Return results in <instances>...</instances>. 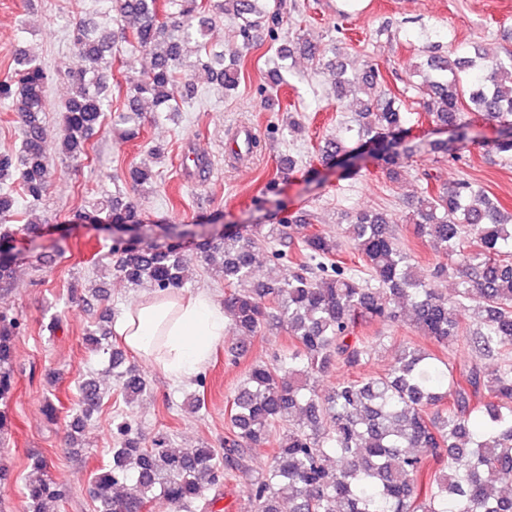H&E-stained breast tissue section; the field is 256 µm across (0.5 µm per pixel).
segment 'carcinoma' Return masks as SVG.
<instances>
[{
	"instance_id": "cac0c4a2",
	"label": "carcinoma",
	"mask_w": 512,
	"mask_h": 512,
	"mask_svg": "<svg viewBox=\"0 0 512 512\" xmlns=\"http://www.w3.org/2000/svg\"><path fill=\"white\" fill-rule=\"evenodd\" d=\"M271 0H83L71 41L84 65L68 72L65 134L58 154L79 161L85 143L112 112L107 81L117 39L151 56L150 70L127 81L128 106L113 112L112 126L133 140L140 134L141 103L156 112H180L195 95L188 82L183 46L193 42L200 54L192 63L212 83L231 94L238 86L243 51L253 33L279 23ZM235 24L242 39L236 48L218 47L208 35L218 18ZM428 71L412 84L424 112L452 136L429 144V151L456 160L469 140L464 112L499 123L492 148L512 157V53L477 63L479 53L445 51L437 31L423 33ZM331 68L336 98L350 92L367 96L357 127L329 138L320 160L353 174L372 158L388 177L398 174V147L406 133L403 103L384 88L385 77L369 65L351 72ZM10 76L0 80V103L17 114L22 142L0 153V290L10 285L21 260L14 245L24 212L17 196L35 204L49 186L52 156L44 138L45 89L53 75L25 49L15 51ZM425 195L413 214L414 231L439 257L429 274L415 262L382 212H357L349 226V247L366 267L342 265L343 244L323 232L301 241L308 264L267 281L253 279L261 240L249 229L224 232L196 249L210 265L219 263L224 284V315L234 336H256L263 329H288V347L271 362L252 365L234 391L224 447L187 451L169 447L163 437L146 447L131 423L112 432V462L94 475L90 494L98 512H144L162 499L178 512H220L207 491L224 483V473L245 475L248 512H512V214L502 213L485 190L468 179L435 186L423 172ZM114 224L134 221L131 208L113 197L101 202ZM154 240L139 235L117 242L114 266L105 269L132 285L148 283L174 294L184 285L190 261L175 224H157ZM455 279L451 301L438 284ZM367 319L411 322L430 342L402 343L387 372L346 377L332 390H318V375L330 367L353 370L384 345L382 336H361ZM23 323L0 310V403L14 390V340ZM85 343L107 357L120 394L128 404L149 389L125 353L100 329H85ZM468 344L493 367H460L443 351ZM104 400L93 378L79 382L78 414L71 428L97 411ZM284 432L266 468L250 475L251 448ZM438 465L426 490L418 479L428 461ZM25 485L28 512H48L61 502L63 487L48 472L42 456L30 459Z\"/></svg>"
}]
</instances>
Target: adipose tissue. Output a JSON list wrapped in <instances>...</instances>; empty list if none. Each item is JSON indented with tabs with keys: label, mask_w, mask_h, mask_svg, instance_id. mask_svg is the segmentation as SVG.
<instances>
[{
	"label": "adipose tissue",
	"mask_w": 512,
	"mask_h": 512,
	"mask_svg": "<svg viewBox=\"0 0 512 512\" xmlns=\"http://www.w3.org/2000/svg\"><path fill=\"white\" fill-rule=\"evenodd\" d=\"M115 331L133 353L156 358L171 381L196 375L227 332L224 310L211 296L153 293L123 314Z\"/></svg>",
	"instance_id": "ef3b65f1"
}]
</instances>
